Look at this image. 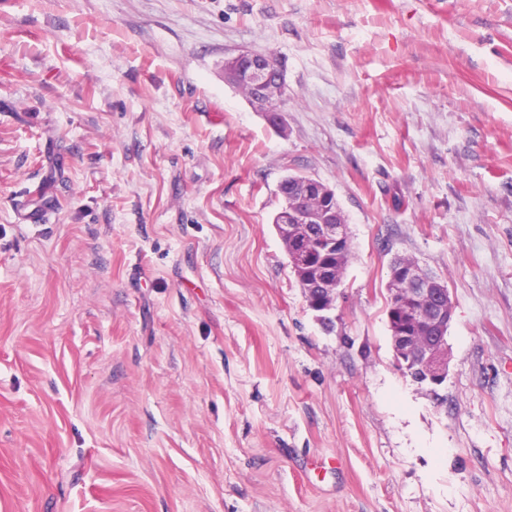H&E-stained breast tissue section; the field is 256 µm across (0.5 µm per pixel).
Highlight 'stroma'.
Segmentation results:
<instances>
[{"label": "stroma", "mask_w": 512, "mask_h": 512, "mask_svg": "<svg viewBox=\"0 0 512 512\" xmlns=\"http://www.w3.org/2000/svg\"><path fill=\"white\" fill-rule=\"evenodd\" d=\"M290 174L349 225L328 328ZM397 255L453 302L434 394ZM0 512H512V0H0ZM224 79L258 104L271 126L283 131L280 112L284 111L273 104L285 95V79L273 55L249 49L237 50L224 57ZM305 179V180H304ZM304 180V181H303ZM302 196L297 198H285L284 205L277 214V231L285 245L288 253L291 268L299 281H305L306 289L301 282L299 285L306 291L307 297H313L317 302L315 308H310L316 313V319L319 322L332 321L330 314L336 309V301L340 292L338 289L341 284L333 279L328 273L321 272L312 280L311 272L320 267L327 257L335 259L346 254L349 247V231L346 226L347 221L336 198L330 200L319 180L295 176L288 180L286 177L280 184V194L293 196L299 188L300 182ZM315 198L319 205L314 207L317 202L310 200ZM336 207L340 217L345 224L336 218ZM307 234V229L314 225V234L326 245L322 256L316 257L312 250L310 242L306 237L302 238L296 231ZM309 224L308 227L303 225ZM408 324L413 336L406 333L403 324L396 326L391 335L394 363L402 374H415L419 385L430 386V391H433L448 375L449 348L447 352L441 336L433 346L416 348L414 336H418L421 343L428 344L436 333L427 323Z\"/></svg>", "instance_id": "1"}]
</instances>
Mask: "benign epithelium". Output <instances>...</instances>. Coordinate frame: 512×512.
Returning a JSON list of instances; mask_svg holds the SVG:
<instances>
[{
  "instance_id": "7a95c632",
  "label": "benign epithelium",
  "mask_w": 512,
  "mask_h": 512,
  "mask_svg": "<svg viewBox=\"0 0 512 512\" xmlns=\"http://www.w3.org/2000/svg\"><path fill=\"white\" fill-rule=\"evenodd\" d=\"M224 79L241 89L265 112L268 123L276 129H284L282 109L274 102L285 95L283 70L273 55L261 51L240 49L224 58ZM300 198H287L277 214V231L285 245L291 268L300 281H305L306 295L313 298L316 319L331 321L330 314L336 309L341 284L327 273L311 277V272L320 267L328 257L338 258L346 254L349 247V231L336 218V200L329 199L320 181L308 178L301 185ZM315 198L319 205L308 208L305 202ZM297 224L314 225V234L325 244V252L318 257L307 238L296 231ZM391 277L418 286L415 299L420 301L428 294L423 287V269L416 264L403 263L390 271ZM453 317L450 296H441L435 310L433 322L436 325L449 324ZM393 358L397 369L403 374L417 376L419 385L432 388L441 385L448 375L449 352L442 342L424 348H416L414 337L406 333L404 325L393 331Z\"/></svg>"
}]
</instances>
